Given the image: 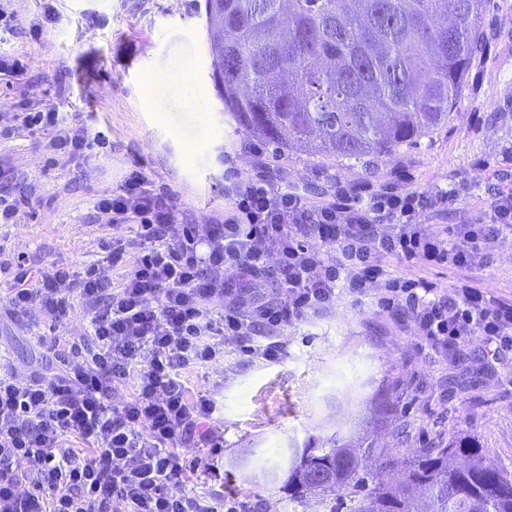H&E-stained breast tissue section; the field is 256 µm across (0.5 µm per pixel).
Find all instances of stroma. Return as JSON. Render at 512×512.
Here are the masks:
<instances>
[{"instance_id": "stroma-1", "label": "stroma", "mask_w": 512, "mask_h": 512, "mask_svg": "<svg viewBox=\"0 0 512 512\" xmlns=\"http://www.w3.org/2000/svg\"><path fill=\"white\" fill-rule=\"evenodd\" d=\"M204 16L205 0H0V59L26 61L23 71L0 70V193L29 200L14 223H0V303L20 255L35 268L94 265L116 280L121 272L102 247L120 241L135 265L136 225L110 223L95 204L137 166L177 202L174 236L183 225L223 219L229 166L243 177L264 173L312 200L367 181L443 189L448 226L482 217L490 205L495 185L483 161L502 160V177L512 183V0H486L487 51L467 72L447 126L358 163L277 155L235 132L213 84ZM23 108L63 113L106 131L110 144L43 177L48 152L11 128ZM468 276L491 295L512 296V231H502L492 262ZM54 325L38 307L22 320L0 316V372L22 381L54 367L42 344ZM280 341V359L266 364L242 352L243 337L228 336L222 359L183 371L191 392L215 399L210 427L221 443L215 454L176 444L182 461L212 465L187 476L186 492L245 512H324L316 496L288 500L282 470L308 440L364 428L373 390L390 377L409 384L398 412L409 424L408 447L438 431H462L492 467L512 471V357L492 362L480 339L449 361L416 335L403 309L378 313L368 298L342 295L331 309L286 326Z\"/></svg>"}]
</instances>
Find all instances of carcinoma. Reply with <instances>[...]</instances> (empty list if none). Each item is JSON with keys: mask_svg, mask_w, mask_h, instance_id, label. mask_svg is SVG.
<instances>
[{"mask_svg": "<svg viewBox=\"0 0 512 512\" xmlns=\"http://www.w3.org/2000/svg\"><path fill=\"white\" fill-rule=\"evenodd\" d=\"M485 0H206L212 77L235 129L285 151L359 160L409 147L448 123L484 56ZM408 386L372 395L373 424L397 421ZM328 437L289 457L280 489L329 512H512V472L457 434L407 448ZM398 471L394 483L378 480Z\"/></svg>", "mask_w": 512, "mask_h": 512, "instance_id": "carcinoma-1", "label": "carcinoma"}]
</instances>
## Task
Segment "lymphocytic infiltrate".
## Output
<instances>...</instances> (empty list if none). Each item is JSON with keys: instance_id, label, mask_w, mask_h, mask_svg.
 <instances>
[{"instance_id": "lymphocytic-infiltrate-1", "label": "lymphocytic infiltrate", "mask_w": 512, "mask_h": 512, "mask_svg": "<svg viewBox=\"0 0 512 512\" xmlns=\"http://www.w3.org/2000/svg\"><path fill=\"white\" fill-rule=\"evenodd\" d=\"M14 119L65 164L106 141L56 112H18ZM226 180L223 223L189 224L175 239L167 231L179 208L154 192L142 169L99 199L112 223L139 227L141 255L117 286L92 268L17 262L6 314L23 317L38 305L64 322L70 297L59 287L66 284L86 306L90 337H55L53 372L23 382L0 377V512H115L120 504L126 512H236L175 490L186 468L174 444L193 435L218 445L206 427L213 401L189 395L181 372L223 356L220 337L257 330L263 338L248 352L276 360L283 328L329 309L340 290L362 296L379 284L372 294L377 311L402 307L418 335L446 354L457 355L475 337L512 351V298L488 295L468 277L492 259L501 231L512 226V187L498 191L487 219L457 225L452 245L423 229L447 212L443 191L367 183L313 202L261 174L244 179L231 169ZM316 238L334 242V254L320 253ZM272 253L287 292L277 304L262 297ZM391 256L445 265L459 276L440 294L423 275L390 274ZM221 269L231 279L218 278ZM76 354L81 363H73ZM119 383L134 387L133 400L113 402ZM69 434L83 447L67 445ZM36 474L41 482H33Z\"/></svg>"}]
</instances>
